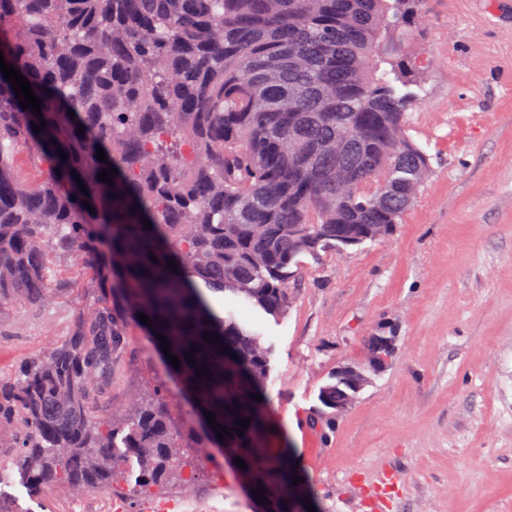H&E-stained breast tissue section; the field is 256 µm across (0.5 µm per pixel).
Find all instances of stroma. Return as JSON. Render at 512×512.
Segmentation results:
<instances>
[{
    "label": "stroma",
    "instance_id": "stroma-1",
    "mask_svg": "<svg viewBox=\"0 0 512 512\" xmlns=\"http://www.w3.org/2000/svg\"><path fill=\"white\" fill-rule=\"evenodd\" d=\"M412 42L425 91L409 134L433 172L402 224L382 240L306 255L287 314L246 307L238 317L271 350L270 409L294 448L316 512H370V480L398 476L390 512H512V0H428ZM78 288L0 323V379L66 342ZM397 336L392 364L373 375L333 427L308 423L338 367L364 362L376 336ZM162 380L195 447L203 430L152 338L129 322L112 380L94 400L108 418ZM192 488L170 480L123 490L33 493L17 451L0 447V502L9 512H263L236 468L213 474L220 448H195Z\"/></svg>",
    "mask_w": 512,
    "mask_h": 512
}]
</instances>
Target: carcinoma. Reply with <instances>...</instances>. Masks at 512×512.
Masks as SVG:
<instances>
[{"label":"carcinoma","mask_w":512,"mask_h":512,"mask_svg":"<svg viewBox=\"0 0 512 512\" xmlns=\"http://www.w3.org/2000/svg\"><path fill=\"white\" fill-rule=\"evenodd\" d=\"M425 3L0 0V52L43 115L0 78V315L56 298L72 259L83 261L76 287L113 300L80 309L63 345L0 381V432L33 490L113 489L133 460L139 493L172 475L195 480L160 386L110 419L94 415L112 351L143 313L199 408L233 433L224 448L272 512H308L306 498L284 493L296 471L268 411L271 351L206 292L283 316L302 256L402 222L431 173L408 135L424 91L409 41ZM112 168L111 186L98 175ZM394 353L373 342L377 362L359 368L376 371ZM199 365L213 377H199ZM358 394L334 372L312 425ZM241 418L251 423L240 436Z\"/></svg>","instance_id":"obj_1"}]
</instances>
